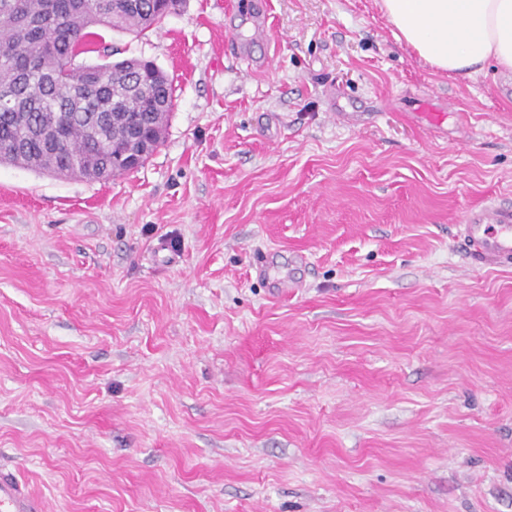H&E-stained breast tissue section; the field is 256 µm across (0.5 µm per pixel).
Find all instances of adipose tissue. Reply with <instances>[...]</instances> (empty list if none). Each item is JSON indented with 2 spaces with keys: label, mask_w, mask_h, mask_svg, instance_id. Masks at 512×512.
Masks as SVG:
<instances>
[{
  "label": "adipose tissue",
  "mask_w": 512,
  "mask_h": 512,
  "mask_svg": "<svg viewBox=\"0 0 512 512\" xmlns=\"http://www.w3.org/2000/svg\"><path fill=\"white\" fill-rule=\"evenodd\" d=\"M395 38L434 72L512 73V0H379Z\"/></svg>",
  "instance_id": "ef3b65f1"
}]
</instances>
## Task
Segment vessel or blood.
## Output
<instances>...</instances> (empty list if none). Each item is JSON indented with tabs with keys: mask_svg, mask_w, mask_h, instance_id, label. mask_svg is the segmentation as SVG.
Listing matches in <instances>:
<instances>
[{
	"mask_svg": "<svg viewBox=\"0 0 512 512\" xmlns=\"http://www.w3.org/2000/svg\"><path fill=\"white\" fill-rule=\"evenodd\" d=\"M461 234L469 252L483 264H512V209L494 203L471 209ZM0 512H41V503L14 474L0 471Z\"/></svg>",
	"mask_w": 512,
	"mask_h": 512,
	"instance_id": "obj_1",
	"label": "vessel or blood"
}]
</instances>
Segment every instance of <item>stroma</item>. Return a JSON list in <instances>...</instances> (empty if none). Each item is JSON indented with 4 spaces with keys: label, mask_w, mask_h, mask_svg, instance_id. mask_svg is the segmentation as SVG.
Here are the masks:
<instances>
[{
    "label": "stroma",
    "mask_w": 512,
    "mask_h": 512,
    "mask_svg": "<svg viewBox=\"0 0 512 512\" xmlns=\"http://www.w3.org/2000/svg\"><path fill=\"white\" fill-rule=\"evenodd\" d=\"M244 2L101 29L173 85L137 170L0 165V470L42 512H512V266L459 233L512 209V75Z\"/></svg>",
    "instance_id": "1"
}]
</instances>
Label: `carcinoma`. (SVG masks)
<instances>
[{
  "label": "carcinoma",
  "instance_id": "1",
  "mask_svg": "<svg viewBox=\"0 0 512 512\" xmlns=\"http://www.w3.org/2000/svg\"><path fill=\"white\" fill-rule=\"evenodd\" d=\"M0 0V163L56 177L109 181L141 166L132 129L157 149L173 108L167 76L151 61L75 64L103 27L143 32L177 13L182 0Z\"/></svg>",
  "mask_w": 512,
  "mask_h": 512
}]
</instances>
